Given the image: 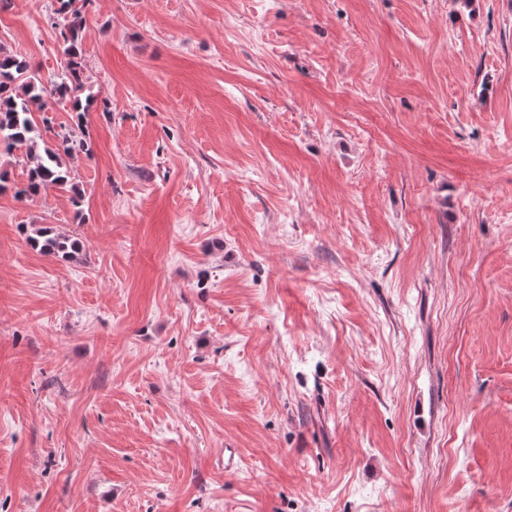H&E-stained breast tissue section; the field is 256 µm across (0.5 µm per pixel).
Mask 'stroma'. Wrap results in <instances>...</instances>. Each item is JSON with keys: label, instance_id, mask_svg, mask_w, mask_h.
<instances>
[{"label": "stroma", "instance_id": "obj_1", "mask_svg": "<svg viewBox=\"0 0 512 512\" xmlns=\"http://www.w3.org/2000/svg\"><path fill=\"white\" fill-rule=\"evenodd\" d=\"M57 7L0 44L71 125ZM79 9L91 155L0 147V512H512V0ZM50 227H42L36 231V236L30 237L31 244L48 255H61V257H74L82 250V245L77 239L51 235ZM42 239V240H41Z\"/></svg>", "mask_w": 512, "mask_h": 512}]
</instances>
